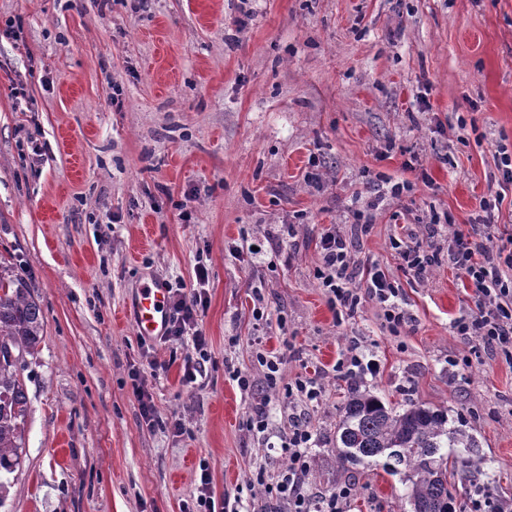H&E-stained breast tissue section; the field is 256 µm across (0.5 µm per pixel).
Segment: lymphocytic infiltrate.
Listing matches in <instances>:
<instances>
[{"instance_id": "obj_1", "label": "lymphocytic infiltrate", "mask_w": 512, "mask_h": 512, "mask_svg": "<svg viewBox=\"0 0 512 512\" xmlns=\"http://www.w3.org/2000/svg\"><path fill=\"white\" fill-rule=\"evenodd\" d=\"M496 154L498 176L493 188L479 203L486 215L482 231L463 230L448 215L441 220L430 219L406 234L392 236L390 246L402 269L422 279L439 261V252L431 239L438 228H445L448 264L471 288L474 303L470 312L452 321L453 333L480 338L512 358V234H499L495 224V216L506 194L512 192V150L500 144ZM352 219L353 235H346L340 227L334 226L320 237V264L316 269L319 286L337 319L353 316L363 301L369 299L379 307L389 332L401 335L412 317L403 305L398 281L379 267L359 268L354 259V242L369 232L372 215L356 209ZM195 278L194 288L182 283L167 288L169 323L161 341L169 352L168 360L151 359L128 372L142 425L150 430L162 429L180 439L191 437L190 423L184 414L177 412L165 418L160 416L154 401L153 382L160 372L176 364L182 371V385L191 394L202 387L208 375L212 362L210 342L202 328V316L208 306L204 285L209 280V269L205 263L197 264ZM251 353L254 370H244L229 362L224 365L225 374L251 401V408L240 423L242 432L251 436L266 435L271 401L290 407L298 405L302 411L288 416V432L280 444L284 465L271 478L266 477L264 469H257L246 486L247 491L267 502L286 505L288 512H343V504L351 494L350 486L335 488L316 504L304 490L311 468L309 450L314 443V430L304 412L317 406L322 398L321 373L308 372L285 379L283 369L288 361L287 353L268 350L259 336L251 342ZM181 512H239V509L230 498L215 497L209 468L202 462L198 465L195 490L184 500Z\"/></svg>"}]
</instances>
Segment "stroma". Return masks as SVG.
<instances>
[{
	"label": "stroma",
	"mask_w": 512,
	"mask_h": 512,
	"mask_svg": "<svg viewBox=\"0 0 512 512\" xmlns=\"http://www.w3.org/2000/svg\"><path fill=\"white\" fill-rule=\"evenodd\" d=\"M8 20L0 260L39 301L44 341L22 372L29 410L0 512H180L199 460L218 497L258 467L277 473L279 450L241 432L250 401L224 374L227 358L250 368L256 336L292 344L288 378L331 368L358 339L381 365L364 387L447 409L476 440L483 481L456 483L455 512L477 498L512 512V362L452 332L474 306L454 269L413 277L389 245L433 208L467 227L496 143L512 146V0H0ZM418 166L429 180L412 196L379 198L381 178ZM373 199L356 257L400 282L413 320L397 337L370 301L337 324L315 278L321 234ZM284 224L297 249L279 250ZM245 233L265 265L231 256ZM200 261L216 367L181 440L140 423L128 370L141 338L122 310L144 283L193 285ZM346 386L327 378L308 413L306 490L317 501L347 484L345 512H401L399 477L336 461Z\"/></svg>",
	"instance_id": "1"
}]
</instances>
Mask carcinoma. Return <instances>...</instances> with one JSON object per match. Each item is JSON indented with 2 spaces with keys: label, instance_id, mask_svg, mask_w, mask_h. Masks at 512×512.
<instances>
[{
  "label": "carcinoma",
  "instance_id": "carcinoma-1",
  "mask_svg": "<svg viewBox=\"0 0 512 512\" xmlns=\"http://www.w3.org/2000/svg\"><path fill=\"white\" fill-rule=\"evenodd\" d=\"M43 336L39 302L0 264V473L11 474L20 463L28 393L19 369ZM334 448L342 466L380 462L387 473L402 476L407 512H452L448 479L458 474L476 485L484 474L476 441L449 419L448 410L413 402L395 406L356 385L339 407ZM450 448L463 453L450 461Z\"/></svg>",
  "mask_w": 512,
  "mask_h": 512
}]
</instances>
